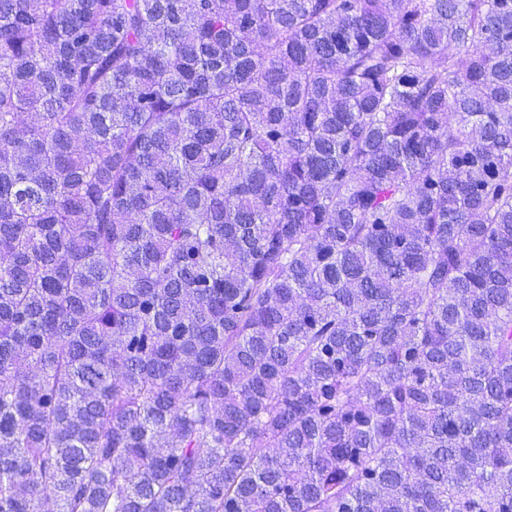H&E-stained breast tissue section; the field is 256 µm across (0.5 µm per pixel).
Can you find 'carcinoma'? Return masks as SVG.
<instances>
[{
	"label": "carcinoma",
	"mask_w": 512,
	"mask_h": 512,
	"mask_svg": "<svg viewBox=\"0 0 512 512\" xmlns=\"http://www.w3.org/2000/svg\"><path fill=\"white\" fill-rule=\"evenodd\" d=\"M47 504L512 512V0H0V512Z\"/></svg>",
	"instance_id": "carcinoma-1"
}]
</instances>
